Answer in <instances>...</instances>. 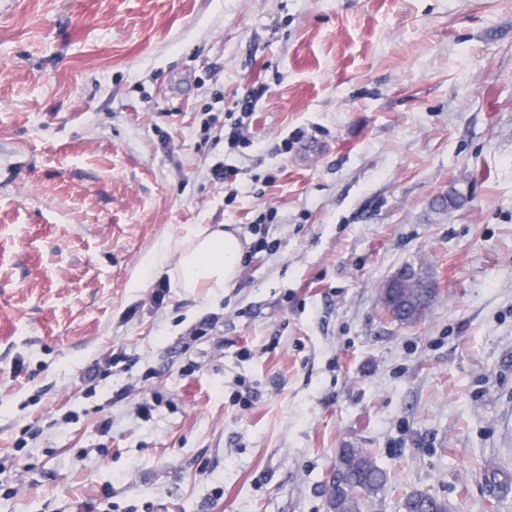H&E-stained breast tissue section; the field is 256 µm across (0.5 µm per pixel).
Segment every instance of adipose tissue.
Listing matches in <instances>:
<instances>
[{
    "label": "adipose tissue",
    "instance_id": "obj_1",
    "mask_svg": "<svg viewBox=\"0 0 512 512\" xmlns=\"http://www.w3.org/2000/svg\"><path fill=\"white\" fill-rule=\"evenodd\" d=\"M175 266H167L169 255ZM245 249L241 238L223 226L198 224L182 238L167 239L149 252L140 264L141 279L167 272L174 287L192 294L200 288L220 294L238 277Z\"/></svg>",
    "mask_w": 512,
    "mask_h": 512
}]
</instances>
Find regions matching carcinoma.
I'll return each mask as SVG.
<instances>
[{
  "label": "carcinoma",
  "instance_id": "carcinoma-1",
  "mask_svg": "<svg viewBox=\"0 0 512 512\" xmlns=\"http://www.w3.org/2000/svg\"><path fill=\"white\" fill-rule=\"evenodd\" d=\"M413 289H398L393 303L385 307L394 322L405 320L404 308ZM387 482V474L374 457L362 448H343L336 459V474L331 482L329 506L333 512H365L374 506V499ZM485 485L493 495L503 494L512 487V472L507 467L493 468L485 474ZM404 512H448V504L428 492L408 495Z\"/></svg>",
  "mask_w": 512,
  "mask_h": 512
}]
</instances>
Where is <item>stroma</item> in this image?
Masks as SVG:
<instances>
[{"mask_svg": "<svg viewBox=\"0 0 512 512\" xmlns=\"http://www.w3.org/2000/svg\"><path fill=\"white\" fill-rule=\"evenodd\" d=\"M247 96L253 144L204 137ZM270 209L223 295L132 287ZM406 264L438 295L400 326ZM346 446L377 512H512V0H0V512H329ZM400 288V289H396ZM402 288V289H401ZM405 288V289H403ZM419 289V306L418 309L413 311L414 317L418 316L419 311L427 306L429 296L434 288V283L425 275H422L418 270L410 268H402L392 276H390L383 288L384 300L386 303H391L392 294L397 291L391 306H387L382 302L386 314L393 322L402 324L405 320L404 308L408 302L407 294H412L414 289ZM485 485L492 495L503 494L507 492L512 485V473L505 466L487 470L485 474ZM402 508L404 512H447L448 504L428 492L417 491L405 498Z\"/></svg>", "mask_w": 512, "mask_h": 512, "instance_id": "stroma-1", "label": "stroma"}]
</instances>
